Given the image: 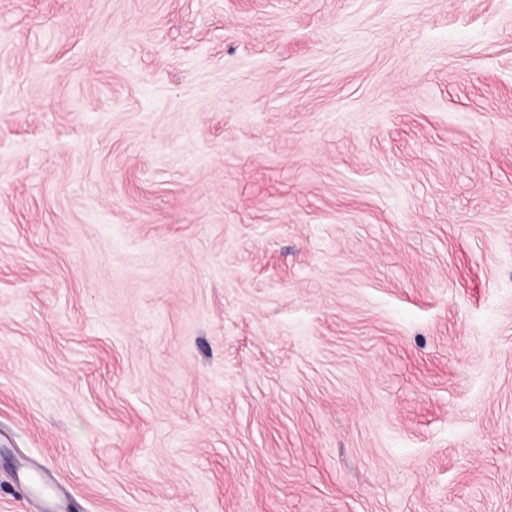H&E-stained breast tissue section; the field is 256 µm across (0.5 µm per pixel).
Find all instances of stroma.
I'll return each mask as SVG.
<instances>
[{"label": "stroma", "instance_id": "obj_1", "mask_svg": "<svg viewBox=\"0 0 512 512\" xmlns=\"http://www.w3.org/2000/svg\"><path fill=\"white\" fill-rule=\"evenodd\" d=\"M512 512V0H0V512Z\"/></svg>", "mask_w": 512, "mask_h": 512}]
</instances>
